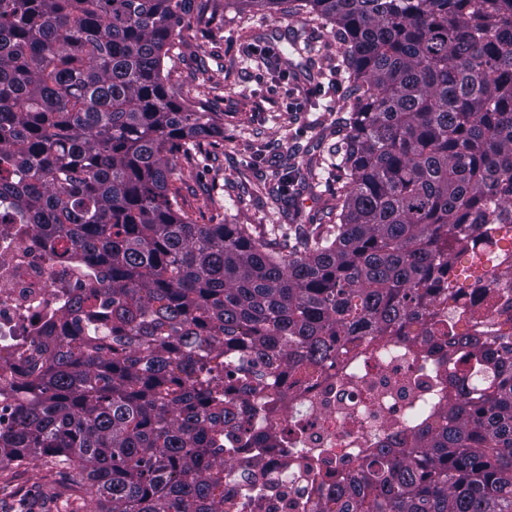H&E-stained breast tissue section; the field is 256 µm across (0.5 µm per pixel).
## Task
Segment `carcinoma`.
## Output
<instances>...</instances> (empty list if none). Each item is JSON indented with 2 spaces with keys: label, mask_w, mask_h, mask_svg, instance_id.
Masks as SVG:
<instances>
[{
  "label": "carcinoma",
  "mask_w": 512,
  "mask_h": 512,
  "mask_svg": "<svg viewBox=\"0 0 512 512\" xmlns=\"http://www.w3.org/2000/svg\"><path fill=\"white\" fill-rule=\"evenodd\" d=\"M354 89L336 223L200 224L175 159L224 138L162 57L222 0H0V210L105 269L22 353L0 471L63 512H242L224 471L277 448L246 407L413 320L451 361L442 419L382 442L318 512H512V0H303ZM63 481L55 473H50L42 461H35L26 471L10 472L7 477L0 476V512H17L15 499L31 492H48Z\"/></svg>",
  "instance_id": "carcinoma-1"
}]
</instances>
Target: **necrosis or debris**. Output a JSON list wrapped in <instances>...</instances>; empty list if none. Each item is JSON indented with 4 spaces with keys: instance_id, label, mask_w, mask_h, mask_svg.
Here are the masks:
<instances>
[{
    "instance_id": "necrosis-or-debris-1",
    "label": "necrosis or debris",
    "mask_w": 512,
    "mask_h": 512,
    "mask_svg": "<svg viewBox=\"0 0 512 512\" xmlns=\"http://www.w3.org/2000/svg\"><path fill=\"white\" fill-rule=\"evenodd\" d=\"M97 267L53 256L28 224H0V362L22 368L18 351L35 347L68 315L71 301L99 281ZM408 340L366 343L318 368L310 381L284 391L254 427L298 439L255 448L265 472L267 512H312L326 467L351 472L381 442L404 429L413 397L445 395L446 366L435 348L412 355Z\"/></svg>"
}]
</instances>
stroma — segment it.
<instances>
[{"instance_id": "stroma-1", "label": "stroma", "mask_w": 512, "mask_h": 512, "mask_svg": "<svg viewBox=\"0 0 512 512\" xmlns=\"http://www.w3.org/2000/svg\"><path fill=\"white\" fill-rule=\"evenodd\" d=\"M171 82L184 103L216 112L224 138L203 142L174 176L187 212L202 224H324L345 176L332 152L353 90L336 58L332 26L303 9L228 6L191 18L175 38ZM304 110L292 113L291 102ZM290 177L288 196L272 187ZM61 479L43 462L0 476V512Z\"/></svg>"}]
</instances>
